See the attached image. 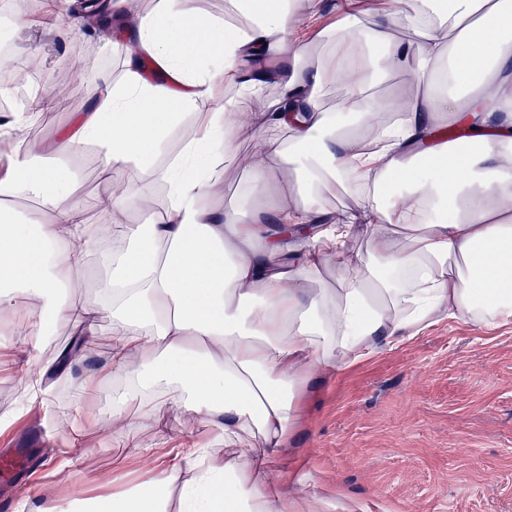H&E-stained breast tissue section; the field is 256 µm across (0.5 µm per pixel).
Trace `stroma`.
Listing matches in <instances>:
<instances>
[{
  "label": "stroma",
  "mask_w": 512,
  "mask_h": 512,
  "mask_svg": "<svg viewBox=\"0 0 512 512\" xmlns=\"http://www.w3.org/2000/svg\"><path fill=\"white\" fill-rule=\"evenodd\" d=\"M50 5L42 0L39 9L27 10L8 0L4 17L13 27V67L0 72L7 84L18 68L34 84L70 78L75 91L69 98L40 113L34 126L14 131L16 138L33 133L48 143L85 111L83 84L121 79L120 46L134 37L115 30L95 58L77 57L74 46L90 43V26L64 22L44 36L33 21ZM316 10L324 14L325 28L307 39L290 33L286 46L290 54L307 49L313 62L344 24L336 0H318ZM250 146V132H241L236 156L219 160L218 183L201 196V205L239 199L249 174L236 157ZM54 334V340L23 346L15 322L0 318V450H25L34 462L32 472L0 481V497L20 503L35 493L56 502L108 495L129 442L153 455L176 447L186 431L209 436L208 426L186 424L175 412L164 413L160 424L138 417L132 429H105L112 389L85 390L78 372L53 386L46 405L19 407L20 378L50 362L70 338L64 326ZM301 409L288 455L316 475L321 496L341 491L369 512H512V324L487 328L441 320L342 372L318 376ZM47 447L52 456H44Z\"/></svg>",
  "instance_id": "35a3bbf8"
}]
</instances>
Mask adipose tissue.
<instances>
[{
  "mask_svg": "<svg viewBox=\"0 0 512 512\" xmlns=\"http://www.w3.org/2000/svg\"><path fill=\"white\" fill-rule=\"evenodd\" d=\"M230 2L247 28L161 0L124 47L121 80L85 86L87 111L54 145L34 135L0 155V314L23 319L28 336L69 325L86 339L111 319L109 366L88 385L111 386L121 410L206 423L224 463L190 435L119 493L63 506L32 498L20 512H344L341 499L304 502L313 476L282 468L310 382L443 318L512 322V0H411L402 22L414 42L394 38L393 11L360 18L344 0L346 28L322 61L282 71L272 109L251 111L244 96L204 113L158 171L180 108L211 97L252 55L284 52L289 0ZM147 60L162 80L143 77ZM399 68L413 76L407 93L369 94ZM445 74L452 83L438 88ZM328 81L345 92L333 112L320 106ZM451 126L469 132L467 147L448 143ZM245 129L256 156L243 163L247 204L203 208L213 157L234 153ZM91 145L109 201L97 211L71 170L46 160ZM286 165L304 198L293 208ZM134 168L169 187L163 215L142 224L126 218L152 208L129 192ZM336 188L357 207L345 223H319ZM17 198L54 220L17 219ZM95 255L105 273L87 304L69 292Z\"/></svg>",
  "mask_w": 512,
  "mask_h": 512,
  "instance_id": "adipose-tissue-1",
  "label": "adipose tissue"
}]
</instances>
